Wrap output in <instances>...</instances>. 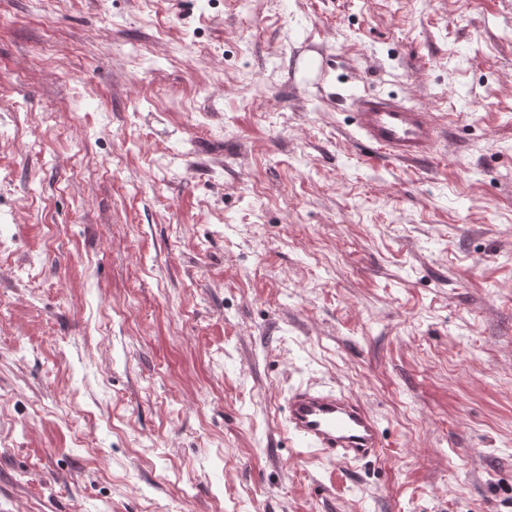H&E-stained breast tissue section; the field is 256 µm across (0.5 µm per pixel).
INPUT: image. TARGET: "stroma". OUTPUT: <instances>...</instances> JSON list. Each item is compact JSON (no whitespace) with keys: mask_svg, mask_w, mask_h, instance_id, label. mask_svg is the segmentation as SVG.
Listing matches in <instances>:
<instances>
[{"mask_svg":"<svg viewBox=\"0 0 512 512\" xmlns=\"http://www.w3.org/2000/svg\"><path fill=\"white\" fill-rule=\"evenodd\" d=\"M0 121V512H512V0H0ZM351 119L363 143L377 153L419 161L436 151L437 126L430 114L393 98L359 96ZM286 426L299 446L336 463H357L382 448L377 417L342 391L312 386L291 391Z\"/></svg>","mask_w":512,"mask_h":512,"instance_id":"obj_1","label":"stroma"}]
</instances>
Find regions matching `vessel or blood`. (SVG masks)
<instances>
[{
    "label": "vessel or blood",
    "mask_w": 512,
    "mask_h": 512,
    "mask_svg": "<svg viewBox=\"0 0 512 512\" xmlns=\"http://www.w3.org/2000/svg\"><path fill=\"white\" fill-rule=\"evenodd\" d=\"M351 119L363 143L378 153L419 161L436 151L437 126L430 114L395 99L357 97ZM286 426L298 445L336 463L372 458L381 446L377 417L342 391L312 386L291 391Z\"/></svg>",
    "instance_id": "1"
}]
</instances>
